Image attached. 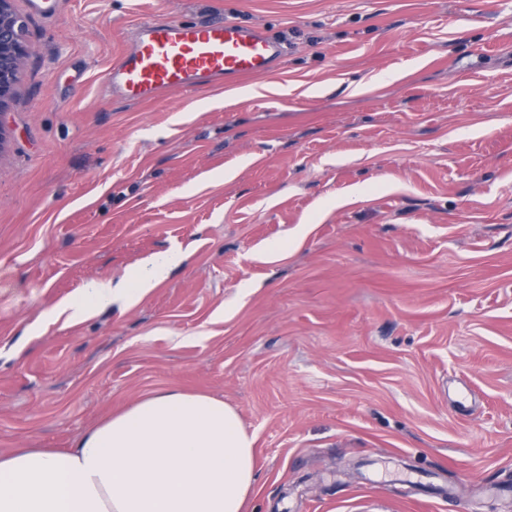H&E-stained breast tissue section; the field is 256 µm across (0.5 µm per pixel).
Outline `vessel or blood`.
Instances as JSON below:
<instances>
[{
	"label": "vessel or blood",
	"mask_w": 512,
	"mask_h": 512,
	"mask_svg": "<svg viewBox=\"0 0 512 512\" xmlns=\"http://www.w3.org/2000/svg\"><path fill=\"white\" fill-rule=\"evenodd\" d=\"M283 55L279 40L255 26L229 19H160L139 27L133 47L104 83L130 102L157 100L208 85L217 77L266 75Z\"/></svg>",
	"instance_id": "vessel-or-blood-1"
}]
</instances>
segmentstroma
Segmentation results:
<instances>
[{
  "label": "stroma",
  "mask_w": 512,
  "mask_h": 512,
  "mask_svg": "<svg viewBox=\"0 0 512 512\" xmlns=\"http://www.w3.org/2000/svg\"><path fill=\"white\" fill-rule=\"evenodd\" d=\"M0 118V453L146 394L254 435L247 512H512V0H13ZM233 19L279 68L154 101L152 19ZM141 302L55 319L169 248ZM12 0H0V118L15 95L17 74L27 55L25 24Z\"/></svg>",
  "instance_id": "stroma-1"
}]
</instances>
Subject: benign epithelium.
<instances>
[{
    "mask_svg": "<svg viewBox=\"0 0 512 512\" xmlns=\"http://www.w3.org/2000/svg\"><path fill=\"white\" fill-rule=\"evenodd\" d=\"M26 55L25 24L12 0H0V116L14 98L17 74Z\"/></svg>",
    "mask_w": 512,
    "mask_h": 512,
    "instance_id": "1",
    "label": "benign epithelium"
}]
</instances>
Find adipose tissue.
<instances>
[{
    "instance_id": "1",
    "label": "adipose tissue",
    "mask_w": 512,
    "mask_h": 512,
    "mask_svg": "<svg viewBox=\"0 0 512 512\" xmlns=\"http://www.w3.org/2000/svg\"><path fill=\"white\" fill-rule=\"evenodd\" d=\"M177 248L120 281L89 282L60 314L76 321L132 307L185 261ZM254 437L205 393L156 390L98 422L68 448L0 454V512H245L255 495Z\"/></svg>"
}]
</instances>
